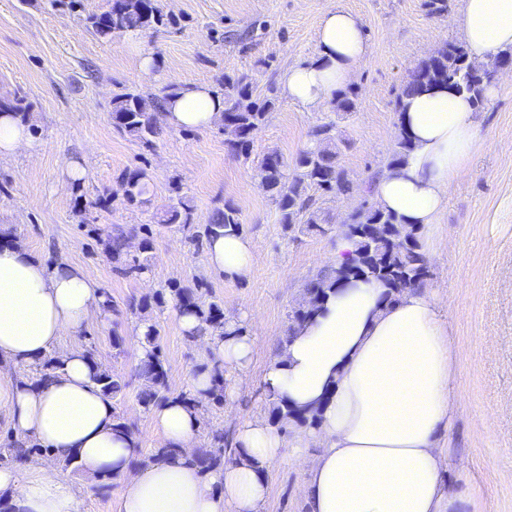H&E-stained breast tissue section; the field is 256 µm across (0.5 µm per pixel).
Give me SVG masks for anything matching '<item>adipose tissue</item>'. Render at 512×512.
<instances>
[{"label":"adipose tissue","instance_id":"adipose-tissue-1","mask_svg":"<svg viewBox=\"0 0 512 512\" xmlns=\"http://www.w3.org/2000/svg\"><path fill=\"white\" fill-rule=\"evenodd\" d=\"M463 36L478 57L512 51V0H463ZM362 24L351 12H326L315 55L288 65L278 84L290 102L320 109L334 103L365 61ZM160 115L174 130L215 125L224 99L207 82L166 91ZM399 125L412 143L403 162L384 170L375 200L400 223L432 236L448 190L481 149L469 95L436 86L404 98ZM208 274L235 281L255 262L242 232L219 228L205 243ZM375 282L354 281L329 294L265 369L266 391L318 426L284 439L261 417L240 423L237 454L223 469L201 474L190 459L201 426L197 411L172 399L152 411L163 446L179 459L138 469L134 440L113 430L111 399L93 379L81 349H61L91 315H105L98 283L81 267L45 265L31 251L0 241V366L26 367L54 354L49 385L34 388L0 376V412L16 438L57 458L78 456L90 474L117 475L121 512H263L267 471L284 455L304 464L307 512H476L440 481L449 463L446 433L460 401V351L435 294L408 290L385 301ZM255 337L229 336L213 351L234 377L249 374ZM0 491L12 512H78L87 486L38 461L23 470L0 467Z\"/></svg>","mask_w":512,"mask_h":512}]
</instances>
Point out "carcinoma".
Returning a JSON list of instances; mask_svg holds the SVG:
<instances>
[{
  "instance_id": "carcinoma-1",
  "label": "carcinoma",
  "mask_w": 512,
  "mask_h": 512,
  "mask_svg": "<svg viewBox=\"0 0 512 512\" xmlns=\"http://www.w3.org/2000/svg\"><path fill=\"white\" fill-rule=\"evenodd\" d=\"M86 29L98 38L107 39L114 34L128 31H143L170 23L155 0H107V7L100 13L85 18ZM512 62V55L504 53L494 56L481 66L471 60L468 48L462 43L448 42L431 55L421 60L409 74L401 95L419 92L432 85L446 84L459 92L468 94L477 106L484 102L485 85L491 83L490 74ZM224 96L222 126L224 144L228 151L238 158L249 160L254 133L268 120L274 110L276 99L260 98L256 89L242 78L224 76L220 87ZM163 103L140 93H121L112 99V120L115 128L133 137L141 145L151 150L154 139L162 133L159 112ZM336 123L321 121L309 131L307 146L303 148L293 163H288L276 151H271L257 159V167L266 191L270 194L279 216V223L288 232H317L324 234V219L314 208L310 190L324 194H348L351 182L338 163L341 146ZM411 150L405 133L398 134L396 149L387 167L402 162ZM144 169L127 171L120 178L123 197L130 206L141 207L147 203ZM177 203L159 216H154L158 224H177L191 232V241L200 244L213 233L216 225L226 228H241L239 210L231 202L217 210L210 222L203 226L193 225L192 206L179 183H172ZM86 235L93 238L102 252L112 260V269L123 277H140L149 271L148 258L144 253L152 246L151 225L141 224L128 230L122 226L101 227L81 220ZM346 236L353 244V250L337 268L325 269L314 276L307 284L302 303L288 314L289 331L301 326L312 316L319 303L328 292L340 284L351 280L374 281L388 288L385 298H391L406 290L421 288L430 277L427 259L418 233L398 222L397 218L375 204H365L354 213L348 222ZM140 239L139 253L129 250V240ZM210 293L207 283L199 279L194 286H183L177 281L154 292L151 296L130 298L124 304V314L137 323L144 321L143 313L148 309L160 311L170 307L180 313H191L204 323V332L212 338H224L228 318L223 309L214 301L204 297ZM142 356L139 357L135 376L143 381L139 402L149 411L159 402L168 399L169 383L166 361L160 344V331L151 324L141 342ZM57 359L47 357L35 365L30 382L46 385L56 368ZM213 387L201 398L189 392L180 397L199 412L210 408L224 407V370L220 362L213 361ZM94 380L100 385L104 396L114 400L123 393L129 382L123 377L97 369ZM272 423L284 427L293 420L299 424L314 426V420L289 407L273 394L265 393ZM224 427L211 429L207 436V446L198 450L194 461L204 473L224 467ZM48 457L42 448L27 445L6 436L0 440V466L22 465L32 458Z\"/></svg>"
}]
</instances>
